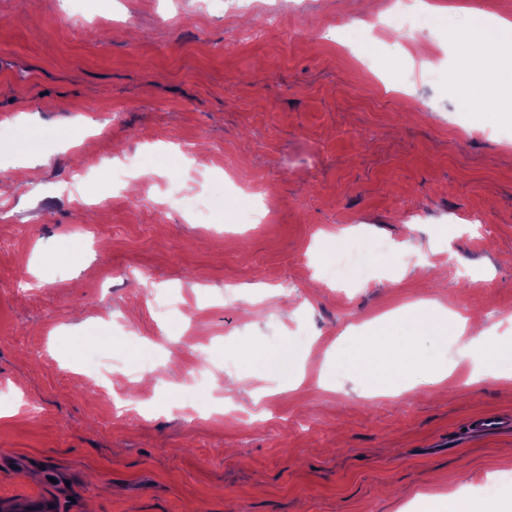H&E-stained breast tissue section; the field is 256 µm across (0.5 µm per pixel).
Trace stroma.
Listing matches in <instances>:
<instances>
[{
    "instance_id": "35a3bbf8",
    "label": "stroma",
    "mask_w": 512,
    "mask_h": 512,
    "mask_svg": "<svg viewBox=\"0 0 512 512\" xmlns=\"http://www.w3.org/2000/svg\"><path fill=\"white\" fill-rule=\"evenodd\" d=\"M280 4L0 0V502L425 512L498 477L492 505L512 503V430H466L512 415L511 364L473 377L512 342V119L481 111L432 15L446 59L411 80L383 0ZM433 8L512 20V0ZM423 299L479 317L474 357L426 337L382 375L344 371L374 318L408 336ZM100 337L120 363L103 381Z\"/></svg>"
}]
</instances>
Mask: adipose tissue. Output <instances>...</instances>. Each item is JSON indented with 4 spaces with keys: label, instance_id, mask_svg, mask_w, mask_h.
Instances as JSON below:
<instances>
[{
    "label": "adipose tissue",
    "instance_id": "obj_1",
    "mask_svg": "<svg viewBox=\"0 0 512 512\" xmlns=\"http://www.w3.org/2000/svg\"><path fill=\"white\" fill-rule=\"evenodd\" d=\"M451 35L464 46L468 88L483 92L488 107L497 108L500 98L512 95V23L502 21L489 30L475 23L464 31L452 30ZM403 348V343L381 327L361 337L346 366L352 370L364 364L372 366L380 357L400 355Z\"/></svg>",
    "mask_w": 512,
    "mask_h": 512
}]
</instances>
